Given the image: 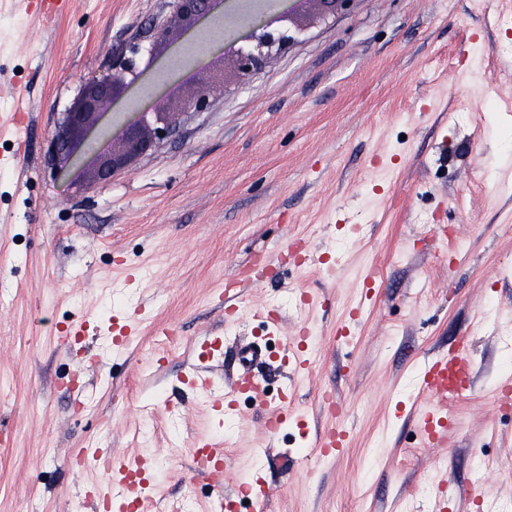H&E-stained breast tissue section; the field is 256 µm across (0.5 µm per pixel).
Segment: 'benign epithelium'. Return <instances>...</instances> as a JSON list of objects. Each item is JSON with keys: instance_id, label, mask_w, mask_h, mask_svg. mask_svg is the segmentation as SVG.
<instances>
[{"instance_id": "7a95c632", "label": "benign epithelium", "mask_w": 512, "mask_h": 512, "mask_svg": "<svg viewBox=\"0 0 512 512\" xmlns=\"http://www.w3.org/2000/svg\"><path fill=\"white\" fill-rule=\"evenodd\" d=\"M227 2L176 0V25H153L147 50L133 44L131 56L113 60L111 71L85 83L50 140L47 162L55 177L87 166L99 177L130 169L172 132L179 113L213 106L214 70L228 66L239 77L252 75L294 43L307 16H334L351 0H292L286 11L271 16L265 15L267 0H236L241 12L233 15L226 12ZM253 15L264 17L261 34L235 37L202 63L205 45L224 42L228 32ZM176 72L193 77V91L170 99Z\"/></svg>"}]
</instances>
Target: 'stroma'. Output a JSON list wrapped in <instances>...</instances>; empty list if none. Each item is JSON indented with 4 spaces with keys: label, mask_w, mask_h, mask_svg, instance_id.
<instances>
[{
    "label": "stroma",
    "mask_w": 512,
    "mask_h": 512,
    "mask_svg": "<svg viewBox=\"0 0 512 512\" xmlns=\"http://www.w3.org/2000/svg\"><path fill=\"white\" fill-rule=\"evenodd\" d=\"M39 2L0 0V512H99L98 448L161 462L148 512H212L248 476L264 503L240 512H432L443 481L448 512H512V0L308 18L92 188L52 177L50 134L173 0H72L48 32ZM129 312L119 347L110 325ZM302 327L303 376L282 352ZM206 336L224 339L226 381L240 347L266 346L255 375L272 405L291 392L304 427L268 435L266 410L241 397L221 414L180 382ZM461 350L474 384L431 447L412 418L420 370ZM334 419L349 442L324 457L313 441ZM201 441L222 446L223 490Z\"/></svg>",
    "instance_id": "stroma-1"
}]
</instances>
